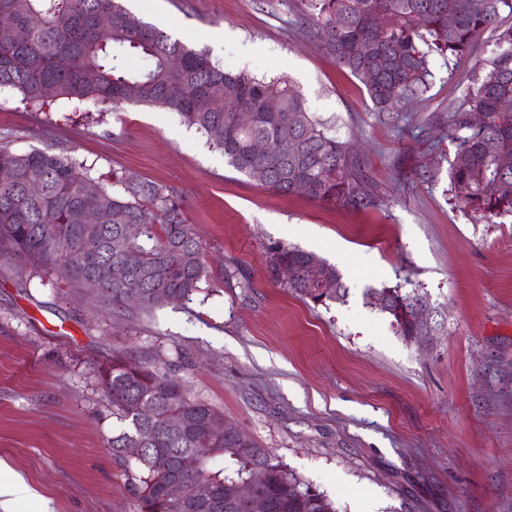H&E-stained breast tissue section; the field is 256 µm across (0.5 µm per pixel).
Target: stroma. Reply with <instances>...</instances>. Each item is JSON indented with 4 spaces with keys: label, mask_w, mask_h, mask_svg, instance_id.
Segmentation results:
<instances>
[{
    "label": "stroma",
    "mask_w": 512,
    "mask_h": 512,
    "mask_svg": "<svg viewBox=\"0 0 512 512\" xmlns=\"http://www.w3.org/2000/svg\"><path fill=\"white\" fill-rule=\"evenodd\" d=\"M139 16L225 69L286 81L378 202L272 192L158 107L0 92V146L67 151L108 189L121 174L174 188L209 269L189 299L142 315L0 257V477L28 490L14 512H135L108 446L122 423L98 385L118 354L163 360L337 512H512V217L455 204L448 127L512 15L470 52L434 58L427 92L394 112L323 50L305 0H142ZM276 243L335 265L345 301L272 282ZM395 286L425 297L428 338H404L365 296Z\"/></svg>",
    "instance_id": "1"
}]
</instances>
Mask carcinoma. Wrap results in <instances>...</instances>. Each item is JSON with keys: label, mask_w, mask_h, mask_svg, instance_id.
<instances>
[{"label": "carcinoma", "mask_w": 512, "mask_h": 512, "mask_svg": "<svg viewBox=\"0 0 512 512\" xmlns=\"http://www.w3.org/2000/svg\"><path fill=\"white\" fill-rule=\"evenodd\" d=\"M312 25L324 50L364 85L380 112L396 110L402 99L428 88L432 57H456L475 39L494 27L512 0H308ZM385 10L393 17L384 32L370 25L371 16ZM107 13L105 30L97 25ZM0 90L19 92L28 103L45 101L44 89L70 102L112 106L123 103L159 107L207 135L224 153L228 164L278 194L304 193L322 204L365 208L376 203L366 186L359 162L331 134L328 123L310 112L303 98L278 80L235 73L212 61L134 15L121 0H0ZM360 42L371 44L365 55L355 52ZM180 61L178 66L172 60ZM512 95V30L500 34L496 51L467 89L460 107L448 114L456 140L450 164L451 191L457 203L480 220L512 215V167L500 157H512V112L499 101ZM247 107L252 121L243 125L237 112ZM481 113L485 123L468 124L467 116ZM297 141L291 154L277 151L283 134ZM263 140L270 151L254 154L253 142ZM38 178L42 192L27 193ZM88 169L71 156L54 151L15 153L0 148V248L8 249L35 270L56 271L62 264L73 270L68 287L81 290L88 280L100 289V302L117 312L130 308L143 314L189 298L208 270L200 242L185 224L176 192L165 184L128 175L116 177L122 192H105L100 224L77 225L74 213L89 204L81 195ZM497 182L489 195L485 187ZM126 224H141L142 235L128 239ZM129 270L120 282L109 269ZM291 276L281 280L282 267ZM269 278L314 303L340 301L348 288L336 266L314 253L273 244L266 250ZM384 293L381 312L395 321L408 339L426 335L410 320L418 293L399 287L371 288ZM99 385L112 415L126 424L109 439L112 456L126 463L124 450L140 437L152 449L138 463L141 475L128 482L137 512H188L162 493L166 479L178 470V458L202 457L201 479L220 499L261 468L266 483L257 494L270 503L269 512H337L326 495L292 473L277 457L248 437L249 443L209 435L210 420L224 414L189 395L158 362L142 365L121 356L99 370ZM151 413L145 421L138 413ZM224 457L218 470L208 467L213 455Z\"/></svg>", "instance_id": "obj_1"}]
</instances>
